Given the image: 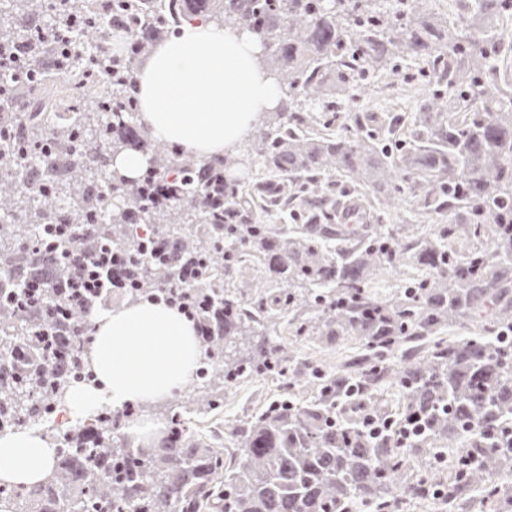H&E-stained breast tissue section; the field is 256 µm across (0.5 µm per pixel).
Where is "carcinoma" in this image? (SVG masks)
<instances>
[{
    "mask_svg": "<svg viewBox=\"0 0 512 512\" xmlns=\"http://www.w3.org/2000/svg\"><path fill=\"white\" fill-rule=\"evenodd\" d=\"M426 2L0 0V274L15 283L0 289V433L42 422L91 379L89 316L117 244L121 301H161L201 325L211 371L195 412H221L229 385L283 379L228 447L201 441L185 410L151 448L119 433L131 406L105 413L92 436L46 427L61 444L52 476L0 485L13 512H403L471 489L489 512H512V486L492 479L512 469V82L498 29L512 0H475L456 24ZM194 16L256 36L284 95L249 160L198 159L134 121L142 62ZM405 57L430 86L408 142L325 127L322 113L364 100ZM61 102L68 121L55 118ZM125 150L151 159L136 179L113 168ZM251 160L263 178L230 177ZM338 173L382 215L413 198L412 222L370 235L336 221ZM109 185L121 204L102 223ZM482 233L485 247L450 246ZM250 257L265 284L249 277ZM414 262L427 274L388 297L373 291L377 275ZM285 311L295 341L356 338L370 357L347 374L298 358L276 337ZM468 321L479 330L435 339ZM247 334L258 347L236 351ZM392 379L398 420L374 401Z\"/></svg>",
    "mask_w": 512,
    "mask_h": 512,
    "instance_id": "1",
    "label": "carcinoma"
}]
</instances>
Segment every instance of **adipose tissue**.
Here are the masks:
<instances>
[{
	"label": "adipose tissue",
	"instance_id": "1",
	"mask_svg": "<svg viewBox=\"0 0 512 512\" xmlns=\"http://www.w3.org/2000/svg\"><path fill=\"white\" fill-rule=\"evenodd\" d=\"M248 33L205 19L185 22L138 73L140 116L153 136L202 158L233 152L279 87L260 69ZM94 383L72 388L74 415L128 402L151 404L185 385L200 357L192 321L161 303L94 313ZM55 446L33 430L0 434V483L29 486L51 475Z\"/></svg>",
	"mask_w": 512,
	"mask_h": 512
}]
</instances>
